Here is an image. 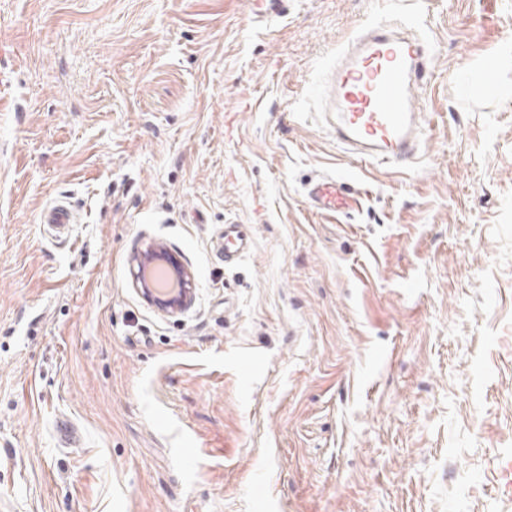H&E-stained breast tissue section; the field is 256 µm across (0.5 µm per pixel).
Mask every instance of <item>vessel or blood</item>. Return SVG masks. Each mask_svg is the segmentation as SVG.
<instances>
[{
	"mask_svg": "<svg viewBox=\"0 0 512 512\" xmlns=\"http://www.w3.org/2000/svg\"><path fill=\"white\" fill-rule=\"evenodd\" d=\"M430 53L424 40L404 31L371 25L337 51L330 72L328 125L336 143L361 160L402 166L420 150L425 127L414 98L424 90ZM307 196L321 212L344 211L360 193L350 184L324 177L310 184ZM43 221L52 236L76 223L77 212L65 200L52 202ZM251 249L236 225L224 227V261L231 264Z\"/></svg>",
	"mask_w": 512,
	"mask_h": 512,
	"instance_id": "b4317fda",
	"label": "vessel or blood"
}]
</instances>
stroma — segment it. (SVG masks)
<instances>
[{
  "label": "stroma",
  "mask_w": 512,
  "mask_h": 512,
  "mask_svg": "<svg viewBox=\"0 0 512 512\" xmlns=\"http://www.w3.org/2000/svg\"><path fill=\"white\" fill-rule=\"evenodd\" d=\"M371 22L432 50L402 167L325 121ZM1 75L0 512H512V0H0ZM307 196L311 205L321 212L345 211L359 202L360 192L335 177H323L309 184ZM77 214L70 202L56 200L46 208L43 223L48 224L52 236L58 237L68 228V224H76ZM238 224L224 227V264H231L247 254L251 249V240L240 235ZM143 277L145 284L151 288L152 294L160 300H167L175 297L180 291L181 276L180 273L169 256L164 255V252L158 250L155 255L147 257L142 263ZM155 267H163L167 275L176 282L178 288L170 291H162L157 288L155 282L148 276V271Z\"/></svg>",
  "instance_id": "1"
}]
</instances>
